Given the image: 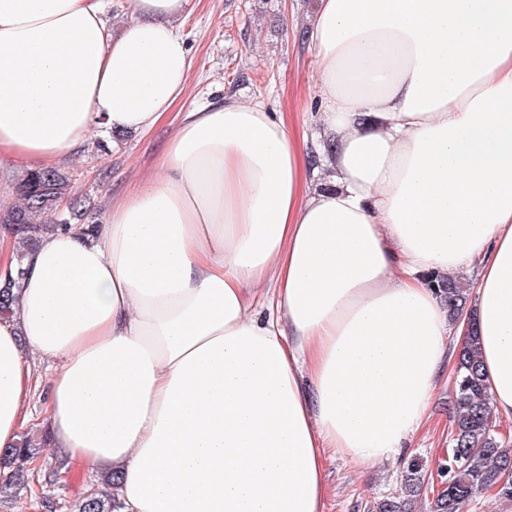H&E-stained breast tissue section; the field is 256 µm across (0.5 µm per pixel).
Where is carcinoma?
Here are the masks:
<instances>
[{
	"mask_svg": "<svg viewBox=\"0 0 512 512\" xmlns=\"http://www.w3.org/2000/svg\"><path fill=\"white\" fill-rule=\"evenodd\" d=\"M17 201L0 207V226L11 232L15 257L19 259L12 282H0V319L11 318L23 280L28 272L27 259L39 245L47 226L71 225V217L84 216L89 201L71 194V176L48 168L27 172L16 183ZM69 199L70 215L58 213V202ZM440 294L451 319L463 314L469 288L455 279L428 278ZM455 404L452 416L451 447L448 459L439 468L447 470L448 487L433 498L431 512H461L464 505L481 489L497 484L512 471V446L494 432L491 397L482 372L477 336L460 344L455 356ZM47 448L44 437L26 432L10 447L0 452V462L9 466L26 457L36 458ZM105 490L87 492L78 504V512H113L112 485L115 476L103 481ZM424 487V475L418 465L409 466L403 478V494L387 497L369 506V512H409L411 502Z\"/></svg>",
	"mask_w": 512,
	"mask_h": 512,
	"instance_id": "cac0c4a2",
	"label": "carcinoma"
}]
</instances>
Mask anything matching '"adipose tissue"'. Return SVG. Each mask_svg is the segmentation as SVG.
<instances>
[{"label": "adipose tissue", "mask_w": 512, "mask_h": 512, "mask_svg": "<svg viewBox=\"0 0 512 512\" xmlns=\"http://www.w3.org/2000/svg\"><path fill=\"white\" fill-rule=\"evenodd\" d=\"M0 0V163L49 168L184 98L192 0ZM317 168L300 195L263 102L181 112L105 223L44 233L0 320V447L35 359L54 447L117 474L114 512H324V451L395 458L452 325L426 278L478 266L468 310L512 419V0H317Z\"/></svg>", "instance_id": "1"}]
</instances>
